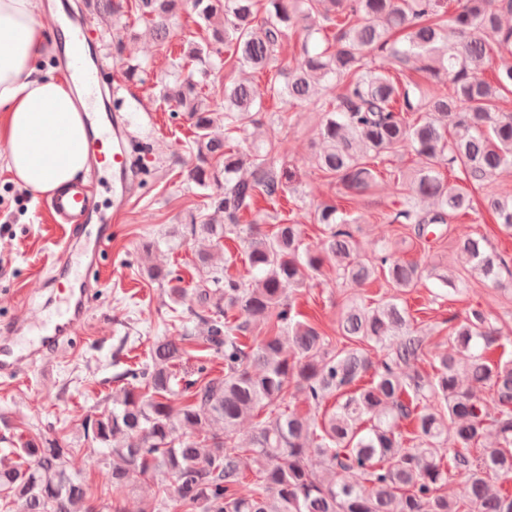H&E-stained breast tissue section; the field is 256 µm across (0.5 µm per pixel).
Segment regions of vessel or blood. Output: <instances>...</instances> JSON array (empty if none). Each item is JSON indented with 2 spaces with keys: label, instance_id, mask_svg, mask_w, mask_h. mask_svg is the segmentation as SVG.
Instances as JSON below:
<instances>
[{
  "label": "vessel or blood",
  "instance_id": "obj_1",
  "mask_svg": "<svg viewBox=\"0 0 512 512\" xmlns=\"http://www.w3.org/2000/svg\"><path fill=\"white\" fill-rule=\"evenodd\" d=\"M59 71L63 80L77 89V104L83 113L89 131L88 152L91 164L107 162L112 169V205L119 208L129 200L128 191V124L117 112L102 114L101 108L111 105L116 88L111 76L101 69L90 67L81 50L76 47L70 55L59 57ZM45 208L57 224H84L96 212L95 187L92 183L77 181L66 190L46 201ZM108 247L104 236L89 240L85 247L86 277L68 293L65 314L50 324L35 346L21 347L17 337L0 338V374L20 375L49 352L67 345L77 335L89 309L91 280L96 277L100 257Z\"/></svg>",
  "mask_w": 512,
  "mask_h": 512
}]
</instances>
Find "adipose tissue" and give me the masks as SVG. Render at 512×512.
I'll use <instances>...</instances> for the list:
<instances>
[{"mask_svg":"<svg viewBox=\"0 0 512 512\" xmlns=\"http://www.w3.org/2000/svg\"><path fill=\"white\" fill-rule=\"evenodd\" d=\"M35 0H0V165L17 185L54 194L90 168L84 118L69 88L42 73L48 36Z\"/></svg>","mask_w":512,"mask_h":512,"instance_id":"1","label":"adipose tissue"}]
</instances>
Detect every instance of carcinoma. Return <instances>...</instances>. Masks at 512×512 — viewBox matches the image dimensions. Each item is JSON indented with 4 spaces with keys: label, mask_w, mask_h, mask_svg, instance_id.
<instances>
[{
    "label": "carcinoma",
    "mask_w": 512,
    "mask_h": 512,
    "mask_svg": "<svg viewBox=\"0 0 512 512\" xmlns=\"http://www.w3.org/2000/svg\"><path fill=\"white\" fill-rule=\"evenodd\" d=\"M181 2L136 0V11L166 43ZM193 10L211 34L188 57L212 69L221 66L213 60L221 45L242 67L272 68L285 36L303 33L297 65L277 70L267 93L286 108L320 104L316 162L346 192L366 195L387 152L407 147L419 157L410 192L386 214L387 223L420 239L429 227L476 211L471 191L482 190L484 205L512 235V200L489 189L512 169V113L499 107L512 87V25L502 23L512 0H193ZM326 23L336 32L320 42L315 35ZM486 32L496 35V45ZM375 52L388 56L392 70L370 65ZM493 61L492 84L481 72ZM413 71L425 82L414 81ZM168 96L193 120L200 164L190 179L202 187L224 182V192L212 198L224 223L193 215L184 232L206 238L214 251L224 249L228 235L244 236L251 277L213 267L209 252L197 255L205 278L190 293L176 285L174 271L149 269L183 310L171 316L174 335L154 340L146 360L116 375L112 409L81 420L83 429L90 419L98 422L99 433L84 438L102 456L100 490L120 494L136 480L168 475L186 512H512V493L491 484L512 479V361L486 356L500 340L491 315L471 309L454 329L455 351L432 357L426 336L395 298L355 302L339 323L348 345L333 347L317 327L296 319L293 290L328 265L355 288L382 278L405 292L418 285L423 268L386 250L373 262L358 258L356 218L334 204L313 214L325 236L319 253L301 249L295 221L264 230L257 199L287 194L294 172L269 161L278 151L273 138L230 148L247 141L263 111L250 85L224 86L222 112L190 76ZM409 112L425 118L411 124ZM221 124L222 136L215 132ZM445 170L459 172L469 187L450 181ZM246 213L254 219L242 224ZM457 248L484 280L499 284L502 273L512 276L509 260L487 250L484 238L468 234ZM261 323L271 335L247 343ZM199 342L224 358V371L215 376L201 366L197 378L186 379L176 367ZM377 348L386 354L375 363L369 351ZM428 356L429 372L420 367ZM290 381L293 398L309 407L306 416L281 408ZM331 397L336 407L320 413ZM266 408L265 420L240 440V420ZM490 432L492 446L485 444ZM0 443L9 445L0 451V512L17 502L24 512H91L100 490L69 469L75 449L66 440L35 433L16 448L14 436L1 434ZM442 447L445 457L438 455ZM313 456L319 472L310 467ZM250 462L254 480L247 483ZM454 475L465 483L458 496L446 491Z\"/></svg>",
    "instance_id": "obj_1"
}]
</instances>
